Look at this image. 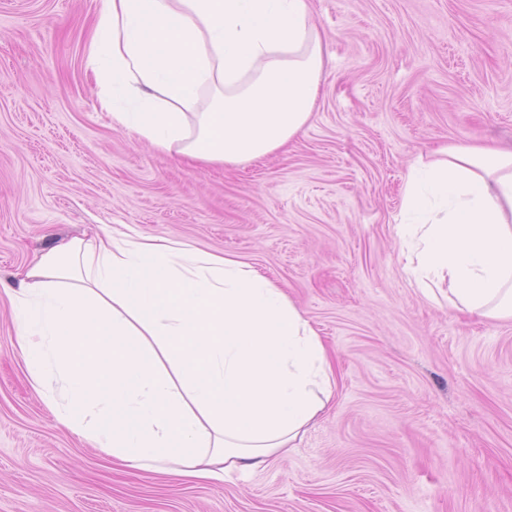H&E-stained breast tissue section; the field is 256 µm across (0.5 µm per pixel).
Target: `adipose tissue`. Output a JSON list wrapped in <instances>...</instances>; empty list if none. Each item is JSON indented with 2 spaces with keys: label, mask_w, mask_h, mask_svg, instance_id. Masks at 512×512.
<instances>
[{
  "label": "adipose tissue",
  "mask_w": 512,
  "mask_h": 512,
  "mask_svg": "<svg viewBox=\"0 0 512 512\" xmlns=\"http://www.w3.org/2000/svg\"><path fill=\"white\" fill-rule=\"evenodd\" d=\"M328 60L308 0H100L86 66L113 126L162 154L236 165L309 123ZM397 234L450 307L512 319V146L418 158ZM16 340L34 387L130 466L220 479L257 470L323 412L317 331L235 259L108 232L21 267Z\"/></svg>",
  "instance_id": "adipose-tissue-1"
}]
</instances>
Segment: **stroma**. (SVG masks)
Returning a JSON list of instances; mask_svg holds the SVG:
<instances>
[{
  "mask_svg": "<svg viewBox=\"0 0 512 512\" xmlns=\"http://www.w3.org/2000/svg\"><path fill=\"white\" fill-rule=\"evenodd\" d=\"M99 0H0V512H512V320L425 295L396 235L418 155L512 145V0H310L329 62L305 131L188 165L112 126L85 49ZM229 256L317 329L331 399L224 480L125 468L29 378L4 283L96 226Z\"/></svg>",
  "mask_w": 512,
  "mask_h": 512,
  "instance_id": "stroma-1",
  "label": "stroma"
}]
</instances>
